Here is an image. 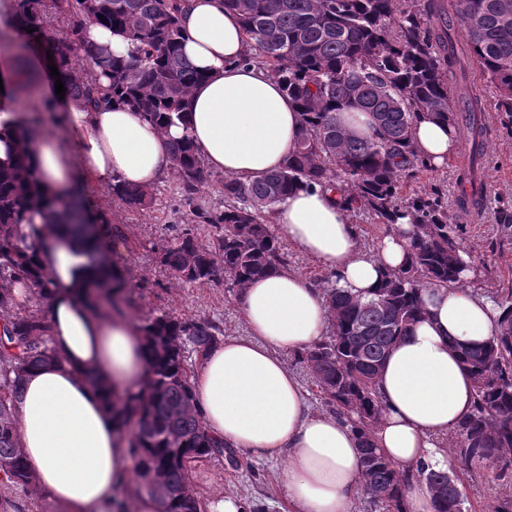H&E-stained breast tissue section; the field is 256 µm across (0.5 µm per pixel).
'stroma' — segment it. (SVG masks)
Here are the masks:
<instances>
[{
    "label": "stroma",
    "mask_w": 512,
    "mask_h": 512,
    "mask_svg": "<svg viewBox=\"0 0 512 512\" xmlns=\"http://www.w3.org/2000/svg\"><path fill=\"white\" fill-rule=\"evenodd\" d=\"M474 92L482 99L488 128V149L481 160L487 185L478 205L462 201L456 182L460 168L467 163L470 145L460 140L454 154L437 170L425 173L415 187L419 190L441 189L448 204L452 223L463 228V247L470 253L477 269L471 289L490 294L512 287V232L499 224V207L512 205V131L507 130L503 113L495 109L497 90L480 80L478 73H469ZM174 176L156 183L157 198L153 209L133 212L125 209L112 195V188H94L86 201L95 211L103 213L114 224L123 225L126 240L106 252L107 258L129 272L128 296L133 300L125 314L133 320L162 311L188 319L219 321L225 335L241 336L245 326L236 300L223 287L212 284L183 286L171 280L154 254L142 249V242H163L174 229L190 223L192 214L180 200ZM283 461L233 454L198 466L191 483L202 500H209L227 491L238 493L248 503H259L264 512H286L287 505L276 476ZM464 492L470 512H488L494 497L512 494V478L495 479L493 470L467 482Z\"/></svg>",
    "instance_id": "obj_1"
}]
</instances>
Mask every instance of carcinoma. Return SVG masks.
Segmentation results:
<instances>
[{"instance_id":"carcinoma-1","label":"carcinoma","mask_w":512,"mask_h":512,"mask_svg":"<svg viewBox=\"0 0 512 512\" xmlns=\"http://www.w3.org/2000/svg\"><path fill=\"white\" fill-rule=\"evenodd\" d=\"M15 13L51 51L69 94L90 106L112 102L140 112L163 128L183 120L191 89L203 79L181 51L184 33L175 0H51L54 13L76 17L62 33L48 26L43 0H14ZM224 0L236 13L246 38L242 62L276 77L299 108L302 131L295 154L263 180L245 183L207 169L187 136L170 147V167L194 223L171 239L151 244L160 262L182 285L222 284L238 296L250 281L289 266L288 252L268 215L299 188L338 184L352 212L364 211L385 232L409 218L408 260L382 275L368 297L336 287V275L319 280L328 303V336L297 356L319 398L351 422L360 436L366 495L382 512H407L405 475L373 444L381 405L376 379L391 348L425 314L424 293L433 287L462 286L467 268L462 227L449 222L443 193L403 194L406 181L434 170L412 141L415 121L429 115L455 133H471L473 153L483 148L484 106L464 91L468 121L449 104V78L465 81L473 61L481 77L499 92L497 110L512 118V0ZM465 30L452 32L451 12ZM89 23L125 35L128 55H115L80 40ZM108 79V85L99 79ZM370 112L376 136L360 139L342 126L338 113ZM219 186L224 205L197 203L202 190ZM112 195L127 209L154 208L152 189L112 181ZM45 194L26 157L0 165V483L26 490L35 482L19 447L17 399L28 370L61 361L50 345L43 311L19 304L13 288L24 283L32 299L45 301L44 283L31 261L42 229L24 224L44 207ZM55 228L83 236L86 207L76 195L57 200ZM92 256L125 241L121 228L103 214L93 221ZM103 274L85 294L104 293L109 313L131 305L122 298L125 270L101 265ZM503 309L495 336L458 352L473 381L475 411L450 439L448 450L462 473L480 476L488 464L512 462V288L493 296ZM150 358L146 392L112 404V416L132 429L129 453L137 493L157 494L161 512H206L191 486L192 471L224 456L225 448L203 426L190 383L193 364L224 338L220 323L152 314L138 323ZM436 512H468L459 473L418 469Z\"/></svg>"}]
</instances>
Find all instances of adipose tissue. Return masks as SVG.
Instances as JSON below:
<instances>
[{"mask_svg": "<svg viewBox=\"0 0 512 512\" xmlns=\"http://www.w3.org/2000/svg\"><path fill=\"white\" fill-rule=\"evenodd\" d=\"M183 52L202 75L190 94L185 122L163 130L118 104L88 109L39 83L38 101L72 130L69 144L49 133L18 140L20 113L8 89L24 75L41 74L33 59L17 66L0 56V162L25 154L47 194L83 189L118 178L154 185L170 174L169 144L187 135L206 167L251 182L282 167L300 135L296 104L267 71L244 64L246 42L238 16L224 0H178ZM415 147L441 167L457 136L418 119ZM273 222L290 247L334 272L338 287L370 295L385 270L407 256V220L374 249L335 190L301 189L275 208ZM49 288L45 314L61 360L23 378L17 406L19 445L39 487L66 512H102L121 488L133 484L129 436L104 407L144 391L148 356L136 323L97 314L81 299L90 272L68 241L45 232L37 249ZM426 313L390 351L377 379L382 418L378 448L408 474V512H433L429 486L415 476L420 463L449 465L448 443L475 408L471 377L456 344L494 336L500 310L467 288H432ZM237 303L246 333L227 336L200 361L191 380L207 432L225 447L267 459L285 458L278 476L291 512H351L362 491L358 434L344 418L311 410L285 358L311 347L329 330L320 287L282 269L247 284Z\"/></svg>", "mask_w": 512, "mask_h": 512, "instance_id": "1", "label": "adipose tissue"}]
</instances>
